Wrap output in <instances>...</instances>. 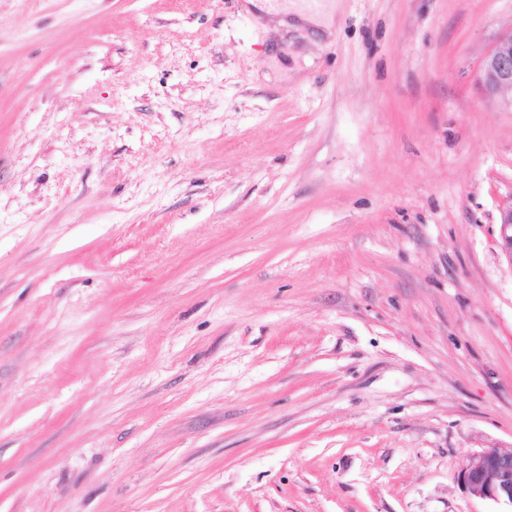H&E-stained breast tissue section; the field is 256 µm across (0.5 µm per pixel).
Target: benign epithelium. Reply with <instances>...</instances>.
Instances as JSON below:
<instances>
[{"label":"benign epithelium","mask_w":512,"mask_h":512,"mask_svg":"<svg viewBox=\"0 0 512 512\" xmlns=\"http://www.w3.org/2000/svg\"><path fill=\"white\" fill-rule=\"evenodd\" d=\"M478 83L489 98L512 95V33L502 36L483 58ZM512 105V98H507ZM499 245L512 263V204L500 211ZM471 495L512 508V448H493L472 457L464 472Z\"/></svg>","instance_id":"benign-epithelium-1"}]
</instances>
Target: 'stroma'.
Listing matches in <instances>:
<instances>
[{"instance_id":"1","label":"stroma","mask_w":512,"mask_h":512,"mask_svg":"<svg viewBox=\"0 0 512 512\" xmlns=\"http://www.w3.org/2000/svg\"><path fill=\"white\" fill-rule=\"evenodd\" d=\"M0 0V512H497L512 0ZM293 13L301 22L311 26L326 25L331 20V14L328 5L323 3H295L292 2ZM478 83L489 98L505 97L512 107V32L502 36L483 58ZM471 495L488 499L512 511V448H493L472 457L464 472Z\"/></svg>"}]
</instances>
